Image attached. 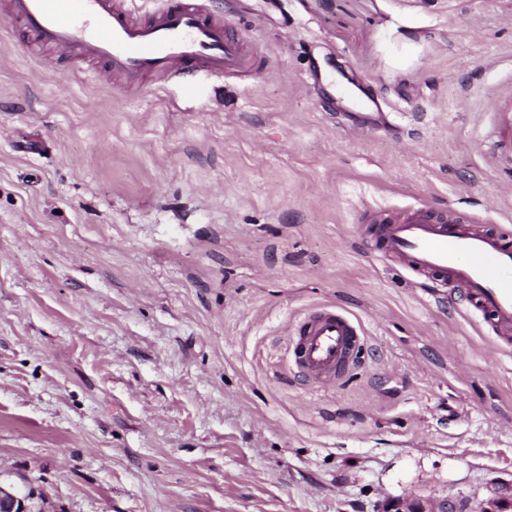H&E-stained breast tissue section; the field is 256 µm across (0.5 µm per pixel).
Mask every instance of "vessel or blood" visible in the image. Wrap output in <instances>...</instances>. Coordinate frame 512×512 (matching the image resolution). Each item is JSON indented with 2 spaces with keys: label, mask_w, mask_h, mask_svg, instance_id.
<instances>
[{
  "label": "vessel or blood",
  "mask_w": 512,
  "mask_h": 512,
  "mask_svg": "<svg viewBox=\"0 0 512 512\" xmlns=\"http://www.w3.org/2000/svg\"><path fill=\"white\" fill-rule=\"evenodd\" d=\"M136 11L135 0H9L7 18L38 45L100 62L124 87L197 68L220 78L244 72L246 48L208 0H159L144 19ZM367 222L363 235L384 257L458 290L499 345H512L511 236L474 225L466 214L448 218L424 206L378 212ZM361 343L359 324L321 308L296 325L290 365L302 379L333 383L352 367Z\"/></svg>",
  "instance_id": "1"
}]
</instances>
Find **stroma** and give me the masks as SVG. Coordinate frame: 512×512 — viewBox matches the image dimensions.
Masks as SVG:
<instances>
[{
    "mask_svg": "<svg viewBox=\"0 0 512 512\" xmlns=\"http://www.w3.org/2000/svg\"><path fill=\"white\" fill-rule=\"evenodd\" d=\"M235 79L121 88L0 0V473L54 512H459L512 482V349L361 239L512 233V0H210ZM320 305L365 336L288 371ZM289 341L295 374L317 384L340 380L352 367L362 343L359 324L335 308H321L300 321ZM379 512H456L451 500L443 499L438 502L422 499H387L381 504Z\"/></svg>",
    "mask_w": 512,
    "mask_h": 512,
    "instance_id": "obj_1",
    "label": "stroma"
}]
</instances>
